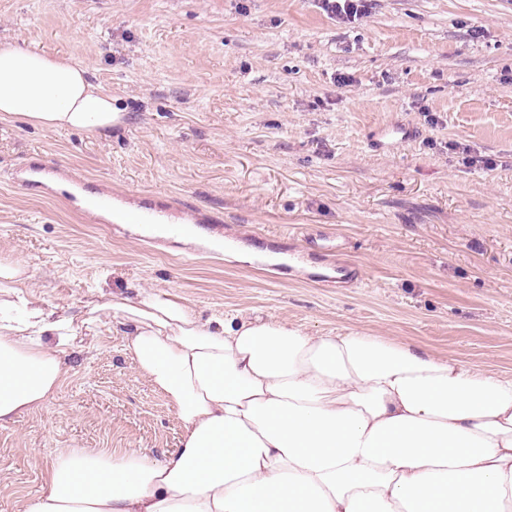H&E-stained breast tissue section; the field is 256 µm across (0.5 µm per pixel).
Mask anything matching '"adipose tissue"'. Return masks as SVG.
Listing matches in <instances>:
<instances>
[{
    "label": "adipose tissue",
    "instance_id": "1",
    "mask_svg": "<svg viewBox=\"0 0 512 512\" xmlns=\"http://www.w3.org/2000/svg\"><path fill=\"white\" fill-rule=\"evenodd\" d=\"M104 135L121 120L85 65L0 40V120ZM0 259V422L64 382L82 325L124 326L180 446L59 452L24 512H512V375L362 332L203 317L167 291L53 316Z\"/></svg>",
    "mask_w": 512,
    "mask_h": 512
}]
</instances>
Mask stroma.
<instances>
[{"label": "stroma", "instance_id": "obj_1", "mask_svg": "<svg viewBox=\"0 0 512 512\" xmlns=\"http://www.w3.org/2000/svg\"><path fill=\"white\" fill-rule=\"evenodd\" d=\"M1 38L84 62L122 114L106 136L0 121V256L45 306L164 290L206 316L363 331L512 374V0H369L350 23L316 0H0ZM391 127L411 135L380 141ZM40 158L126 209L172 205L184 232L17 186ZM340 264L359 286L335 282ZM64 365L44 408L0 424V512L44 490L60 450L180 446L108 319Z\"/></svg>", "mask_w": 512, "mask_h": 512}]
</instances>
